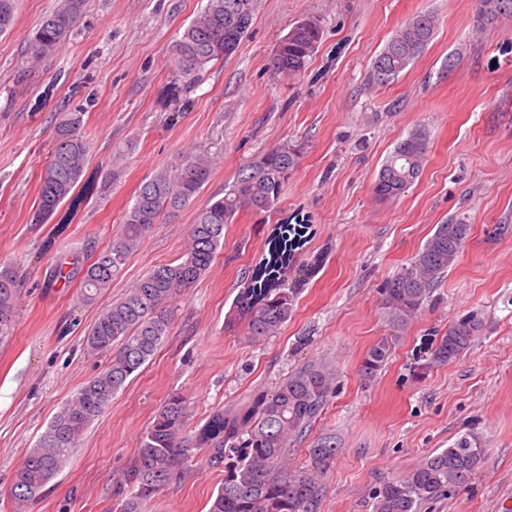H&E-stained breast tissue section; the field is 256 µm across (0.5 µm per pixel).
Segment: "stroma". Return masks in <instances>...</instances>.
I'll return each instance as SVG.
<instances>
[{"mask_svg":"<svg viewBox=\"0 0 512 512\" xmlns=\"http://www.w3.org/2000/svg\"><path fill=\"white\" fill-rule=\"evenodd\" d=\"M206 0H86L68 43L31 63L29 39L56 0H18L0 34V262L23 278L10 340L0 345V512H14L12 477L54 414L108 363L87 355L97 310L77 285L48 288L52 257L110 248L145 177L205 151L217 159L202 199L223 195L240 169L279 142L301 159L272 211H239L224 246L188 297L171 306L170 333L154 358L87 429L69 465L25 512H117L113 490L141 435L174 391L185 397L187 431L249 396L273 392L291 371L325 363L335 373L322 414L291 451L332 433L340 448L324 474L318 512H373V493L425 456L476 434L487 459L454 497L419 512H512V17L477 27L480 0H258L247 35L201 79L177 77L175 44ZM437 18L424 54L383 86L372 60L418 12ZM316 16L323 39L307 72L273 74L270 58L297 20ZM458 62L450 72L448 54ZM81 107L95 190L76 211L36 224L38 179L55 140L57 112ZM423 128L429 152L401 197L373 187L398 140ZM135 152L112 160L127 140ZM122 153V152H121ZM196 212L162 216L112 284L113 294L152 267L179 258ZM460 220L470 236L415 317L394 322L382 288L407 266L435 225ZM295 242L282 287L292 317L265 344L225 317L268 258L273 240ZM474 321L470 347L426 368L436 341ZM393 337L371 379L360 372L371 345ZM224 481L206 449L143 512H207Z\"/></svg>","mask_w":512,"mask_h":512,"instance_id":"stroma-1","label":"stroma"}]
</instances>
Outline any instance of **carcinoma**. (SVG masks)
Here are the masks:
<instances>
[{"label": "carcinoma", "mask_w": 512, "mask_h": 512, "mask_svg": "<svg viewBox=\"0 0 512 512\" xmlns=\"http://www.w3.org/2000/svg\"><path fill=\"white\" fill-rule=\"evenodd\" d=\"M257 0H206L175 44L176 64L185 81H197L209 63L225 60L247 35ZM85 8V0H57L29 41L30 58L40 60L70 39ZM17 0H0V34L15 22ZM512 16V0H481L477 26ZM435 35V19L421 13L407 21L374 58L369 80L386 84L428 48ZM323 36L321 21L291 27L271 58L278 75L300 76L308 69ZM429 135L416 128L400 140L379 170L374 192L381 200L403 195L420 176L428 154ZM301 146L274 145L257 156L239 174L224 196L197 209L188 246L177 260L149 270L97 314L84 338L88 354L110 356L108 365L79 389L76 397L52 418L35 448L16 470L13 500L24 504L69 463L88 426L98 418L127 380L153 358L169 334L170 305L211 268L224 243V226L243 208L269 211L300 159ZM88 144L83 113H58L55 143L39 175V203L35 219L49 220L61 204H80L76 190L88 165ZM214 158L189 153L171 168L156 170L139 185L112 247L91 261L59 259L51 269L55 282L79 281L80 301L92 306L112 288L129 255L137 251L162 215H174L191 205L209 182ZM471 225L438 224L409 267L389 277L382 290L383 305L393 320L403 322L429 301L435 285L461 253ZM288 239L280 237L272 260L252 278L240 306L246 316L247 335L260 344L276 335L292 317L293 292L277 287L288 260ZM18 269L0 263V344L14 334L21 300ZM474 324L462 320L437 342L425 368L454 361L471 343ZM391 341L382 338L367 351L361 372L374 377L388 361ZM332 391V377L310 364L290 373L271 394L257 391L238 406L217 413L205 424L201 439L209 446L211 461L224 466V484L209 500L208 512H318L321 477L339 448L325 436L308 449V464L291 465L288 448L305 435L322 412ZM189 419L186 400L170 394L141 436L136 457L119 488L120 512H141L142 505L173 478L183 474L193 449L185 436ZM486 460L473 434L453 446L427 456L407 475L381 485L374 494V512H418L420 506L450 498L465 488Z\"/></svg>", "instance_id": "cac0c4a2"}]
</instances>
